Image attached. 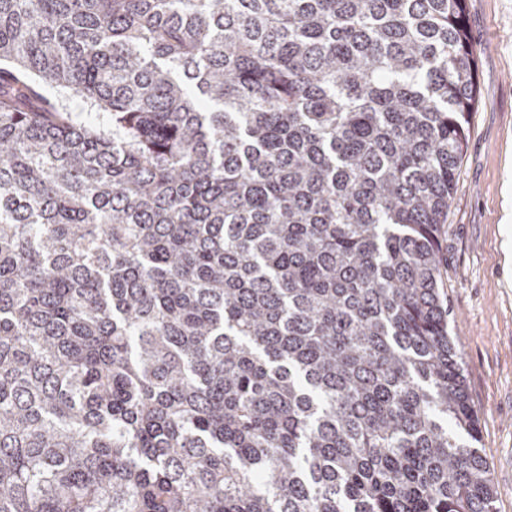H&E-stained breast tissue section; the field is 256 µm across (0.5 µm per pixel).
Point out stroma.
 <instances>
[{
	"label": "stroma",
	"mask_w": 512,
	"mask_h": 512,
	"mask_svg": "<svg viewBox=\"0 0 512 512\" xmlns=\"http://www.w3.org/2000/svg\"><path fill=\"white\" fill-rule=\"evenodd\" d=\"M465 22L477 102L443 234L442 289L496 512H512V0H466Z\"/></svg>",
	"instance_id": "1"
}]
</instances>
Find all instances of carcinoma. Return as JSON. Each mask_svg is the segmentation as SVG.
<instances>
[{
  "mask_svg": "<svg viewBox=\"0 0 512 512\" xmlns=\"http://www.w3.org/2000/svg\"><path fill=\"white\" fill-rule=\"evenodd\" d=\"M464 9L0 0V512H495Z\"/></svg>",
  "mask_w": 512,
  "mask_h": 512,
  "instance_id": "1",
  "label": "carcinoma"
}]
</instances>
